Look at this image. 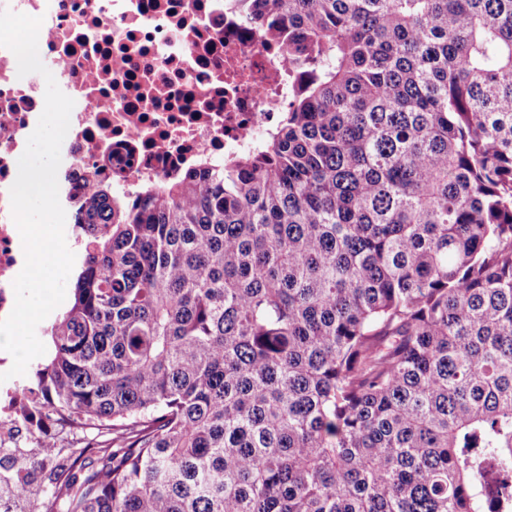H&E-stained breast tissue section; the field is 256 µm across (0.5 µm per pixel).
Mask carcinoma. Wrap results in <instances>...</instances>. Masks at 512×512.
Returning a JSON list of instances; mask_svg holds the SVG:
<instances>
[{
  "mask_svg": "<svg viewBox=\"0 0 512 512\" xmlns=\"http://www.w3.org/2000/svg\"><path fill=\"white\" fill-rule=\"evenodd\" d=\"M238 8L288 110L133 197L88 173L33 374L82 441L0 461V500L512 512V0Z\"/></svg>",
  "mask_w": 512,
  "mask_h": 512,
  "instance_id": "cac0c4a2",
  "label": "carcinoma"
}]
</instances>
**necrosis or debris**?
<instances>
[{"mask_svg": "<svg viewBox=\"0 0 512 512\" xmlns=\"http://www.w3.org/2000/svg\"><path fill=\"white\" fill-rule=\"evenodd\" d=\"M42 17L39 56L74 101L61 146L59 199L69 206L88 168L113 189L174 178L251 151L288 108V72L228 0H0ZM43 75L18 76L0 47V319L15 304L24 251L9 190L16 159L44 109ZM0 446L55 428L39 393L7 387Z\"/></svg>", "mask_w": 512, "mask_h": 512, "instance_id": "4bbe7bcc", "label": "necrosis or debris"}]
</instances>
